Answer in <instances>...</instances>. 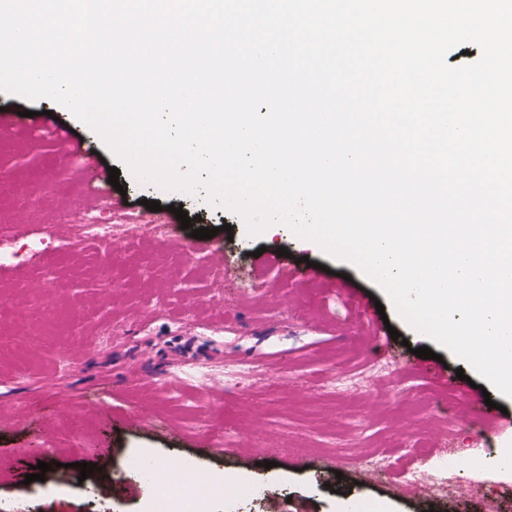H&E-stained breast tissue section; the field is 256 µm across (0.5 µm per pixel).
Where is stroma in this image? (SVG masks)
<instances>
[{
  "instance_id": "1",
  "label": "stroma",
  "mask_w": 512,
  "mask_h": 512,
  "mask_svg": "<svg viewBox=\"0 0 512 512\" xmlns=\"http://www.w3.org/2000/svg\"><path fill=\"white\" fill-rule=\"evenodd\" d=\"M0 109L11 121L0 145V214L16 215L28 238L63 244L79 236L66 214L107 202L123 281L103 286L82 247L64 253L49 277L38 254L0 265V512H143L153 485L136 470L112 477L140 454L189 463L203 479L220 462L225 479L275 488L284 512H338L350 498L371 512H483L470 497L397 494L393 476L372 479L350 466L374 449L401 457L397 437L415 432L433 449H457L461 480L486 483L512 512V471L497 463L512 454V398L495 396V408L482 414L442 391L431 371H444L450 385L460 370L475 384L483 379L410 326L365 274L284 226L248 236L238 215L209 205L201 190L167 191L123 172L118 187L92 196L88 174L72 165L40 113L52 112L86 153L118 166L96 133L48 99L0 92ZM34 189L39 206L20 210L22 193ZM148 200L160 202L171 227L150 242L136 220ZM177 205L190 228L174 216ZM203 226L217 235L191 237ZM261 247L289 255L266 266L255 255ZM311 261L319 270L309 271ZM393 328L401 340L391 338ZM424 346L435 358L416 357ZM378 354L398 361L400 372L361 376ZM228 365L245 370L233 387ZM200 368L209 372L202 385ZM336 374L358 375L357 386L324 394ZM215 419L226 442L208 427ZM486 443L492 457L472 464ZM44 445L53 465L38 495L24 479ZM83 462L96 472L82 477Z\"/></svg>"
}]
</instances>
